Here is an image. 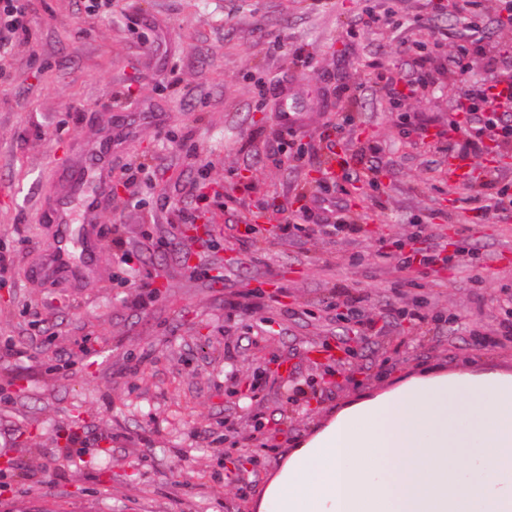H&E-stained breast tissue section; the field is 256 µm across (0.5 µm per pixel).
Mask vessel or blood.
Returning a JSON list of instances; mask_svg holds the SVG:
<instances>
[{"label":"vessel or blood","mask_w":512,"mask_h":512,"mask_svg":"<svg viewBox=\"0 0 512 512\" xmlns=\"http://www.w3.org/2000/svg\"><path fill=\"white\" fill-rule=\"evenodd\" d=\"M68 183L67 193L55 197L52 203V220L59 228V239L46 269L82 277L94 260L89 225L112 188L111 148L89 146L83 162L71 171Z\"/></svg>","instance_id":"b4317fda"}]
</instances>
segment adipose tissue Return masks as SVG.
Here are the masks:
<instances>
[{
    "label": "adipose tissue",
    "mask_w": 512,
    "mask_h": 512,
    "mask_svg": "<svg viewBox=\"0 0 512 512\" xmlns=\"http://www.w3.org/2000/svg\"><path fill=\"white\" fill-rule=\"evenodd\" d=\"M254 512H512V374L430 369L343 403Z\"/></svg>",
    "instance_id": "adipose-tissue-1"
}]
</instances>
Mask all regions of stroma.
Segmentation results:
<instances>
[{
  "instance_id": "1",
  "label": "stroma",
  "mask_w": 512,
  "mask_h": 512,
  "mask_svg": "<svg viewBox=\"0 0 512 512\" xmlns=\"http://www.w3.org/2000/svg\"><path fill=\"white\" fill-rule=\"evenodd\" d=\"M450 3L119 0L103 17L83 0H32L0 72V347L24 352L0 364V512H252L287 448L343 402L424 369L512 373V218L454 201L491 179L512 189V163L493 172L473 154L464 187L421 136L447 130L461 87L488 76L485 55L446 69L462 30ZM498 6L480 0V35L512 53ZM368 10L387 25L351 35ZM405 44L442 71L395 98L367 62L403 76ZM286 100L299 108L288 135ZM322 134L352 158L324 191L361 230L306 224L280 239L285 215L268 201L307 206L323 190L314 174L336 157L306 151ZM105 138L138 188L115 179L89 275L45 273L57 227L42 202ZM371 145L385 174L359 191L351 172ZM191 207L209 243L182 236ZM245 217L255 232L242 243L230 227ZM120 242L141 250L135 270L120 268ZM432 242L444 262L401 263ZM144 284L156 298L140 310ZM352 294L372 335L356 333ZM268 359L278 369L255 381Z\"/></svg>"
}]
</instances>
